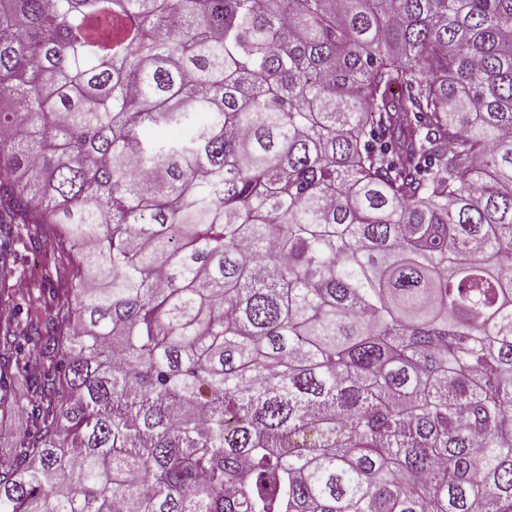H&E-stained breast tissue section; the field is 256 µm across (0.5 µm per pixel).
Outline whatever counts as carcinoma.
I'll return each mask as SVG.
<instances>
[{
  "label": "carcinoma",
  "mask_w": 512,
  "mask_h": 512,
  "mask_svg": "<svg viewBox=\"0 0 512 512\" xmlns=\"http://www.w3.org/2000/svg\"><path fill=\"white\" fill-rule=\"evenodd\" d=\"M0 171V512H512V0H0ZM55 263L58 271V277L63 278L70 271L66 264H57L58 261L53 259L51 249L44 245L39 252L24 251L20 260V277H18L17 288H32L34 284L40 283L41 273L45 268L49 267L51 280L54 286L57 285V276L55 271Z\"/></svg>",
  "instance_id": "obj_1"
}]
</instances>
